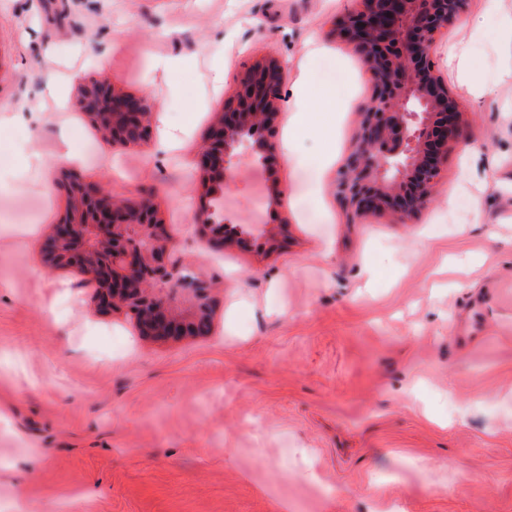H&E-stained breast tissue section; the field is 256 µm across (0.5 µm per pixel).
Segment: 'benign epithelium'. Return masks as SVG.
<instances>
[{
    "mask_svg": "<svg viewBox=\"0 0 512 512\" xmlns=\"http://www.w3.org/2000/svg\"><path fill=\"white\" fill-rule=\"evenodd\" d=\"M468 0H358L334 22L333 35L364 60L372 94L360 110L355 145L342 162L336 195L349 223L364 215L399 223L423 209L440 175L449 144L461 136L460 109L437 74L431 48L461 17ZM281 61L273 56L245 65L234 98L224 103L197 156L206 186L227 184L235 151L247 131L265 132L248 144L268 163L283 101ZM78 105L112 144L139 146L150 138L151 101L116 90L96 77L84 80ZM69 199L84 200L53 225L41 244L47 263L78 267L99 284V259L113 255L111 287L97 292L102 314L125 307L155 342L195 337L201 313H210V283L183 281L170 259L166 228L150 195L117 202L75 174L65 176Z\"/></svg>",
    "mask_w": 512,
    "mask_h": 512,
    "instance_id": "1",
    "label": "benign epithelium"
}]
</instances>
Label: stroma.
<instances>
[{
	"label": "stroma",
	"instance_id": "obj_1",
	"mask_svg": "<svg viewBox=\"0 0 512 512\" xmlns=\"http://www.w3.org/2000/svg\"><path fill=\"white\" fill-rule=\"evenodd\" d=\"M354 0H0V512H512V0H470L432 47L463 136L430 203L404 224L346 223L328 148L351 150L371 95L363 59L328 32ZM327 51L309 52L311 40ZM472 55L462 83L450 49ZM281 60L277 119L329 92L274 165L241 151L213 249L200 151L245 64ZM157 58L186 59L176 76ZM224 82L210 80L213 62ZM66 75L68 106L48 94ZM147 95L180 148L115 147L76 107L84 78ZM202 114L188 121L187 102ZM92 150L89 166L63 147ZM42 171L17 175L21 154ZM73 171L113 197L155 195L182 266L212 280V331L169 344L95 310L75 268L46 265L31 225L66 210ZM285 192L274 198V183Z\"/></svg>",
	"mask_w": 512,
	"mask_h": 512
}]
</instances>
